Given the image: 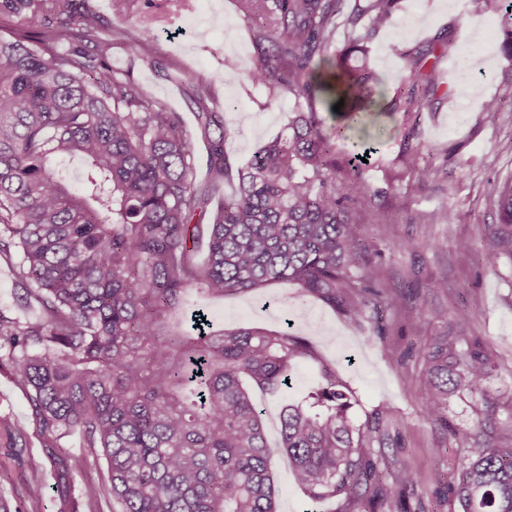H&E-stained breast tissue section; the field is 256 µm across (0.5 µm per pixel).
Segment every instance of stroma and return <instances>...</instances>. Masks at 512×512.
<instances>
[{"mask_svg": "<svg viewBox=\"0 0 512 512\" xmlns=\"http://www.w3.org/2000/svg\"><path fill=\"white\" fill-rule=\"evenodd\" d=\"M485 15L475 13L471 0H402L394 26L370 32L368 20L350 25L339 19L336 40L327 57H335L350 36L366 39L369 64L384 79L382 114L369 132L377 151L367 176L369 206L352 208L349 218L362 235L377 245L378 279L394 303L388 308L390 332L385 341H366V328L376 306L362 305L349 316L291 282H280L251 293L229 295L202 308L215 324L227 329L255 323L270 330L291 327L311 339L322 360L305 359L294 371L289 388L271 397L253 392L264 413L269 444L279 440V413L284 404L300 400L315 386L322 365L355 391L356 423H364L374 409L392 408L393 421L383 423L386 443L373 453L386 466L409 461L417 474L413 491L394 501L390 512H459L448 486L456 480L457 458L466 453L464 440L476 422L471 406L477 396L450 397L448 421L439 423L421 412L425 390L419 384L424 349L448 326L459 325L464 335L482 340L497 362L487 382L500 400L495 430L506 426L512 414V258L501 257L497 269L484 266L482 240L487 225L497 223L495 189L512 179V59L491 49L483 35ZM454 27L455 51L442 58L439 69L451 93L421 112L418 135L405 140L402 113L389 111L392 86L403 73L405 50L424 46L436 33ZM250 24L235 0H195L188 12L171 13L160 24L146 48V59L131 57L125 43H113V68L130 71L147 93L163 100L172 111L192 122L188 85L181 76L192 72L212 84L218 102H233L235 132L225 143L233 166L244 165L255 149L288 126L292 99L267 107L265 88L246 77L253 57ZM504 100L498 121H485L481 103L490 97ZM418 152L421 166L434 170L428 182L418 181L405 168V149ZM452 220H445V213ZM472 248L458 250V240ZM447 287H439V280ZM0 496L24 512H68L52 471L36 437L21 448L0 440ZM44 472L39 506L26 496V481L33 469ZM273 480L279 512H343V501L312 504L299 490L284 459H277Z\"/></svg>", "mask_w": 512, "mask_h": 512, "instance_id": "35a3bbf8", "label": "stroma"}]
</instances>
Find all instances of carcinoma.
Returning a JSON list of instances; mask_svg holds the SVG:
<instances>
[{
  "label": "carcinoma",
  "mask_w": 512,
  "mask_h": 512,
  "mask_svg": "<svg viewBox=\"0 0 512 512\" xmlns=\"http://www.w3.org/2000/svg\"><path fill=\"white\" fill-rule=\"evenodd\" d=\"M185 0H113L136 17L137 53L153 39L169 5ZM401 0H366L350 18L376 32L394 25ZM498 13L509 36L498 50L512 57V0H474ZM345 0H237L252 24L247 75L268 92V105L293 100L288 135L259 146L233 167L224 152L231 105L217 110L201 85L193 95L195 134L207 145L199 179L192 133L182 116L145 94L130 73L115 71L107 51L126 33L112 28L88 0H0V265L9 268L23 306L21 320L0 309V372L25 395L26 423L0 418L16 445L33 431L69 498L75 473L104 460L106 483L86 485L72 512H95L102 495L117 512H277L275 458L288 462L314 503L336 498L351 507L387 504L413 487L406 463L386 484L373 456L384 443L381 406L362 425L356 399L322 366V383L283 407L281 442L269 446L252 391L279 395L310 342L258 326L210 330L200 311L184 313L191 291L211 299L278 282L347 314L378 295L380 251L348 219L365 206L364 142L336 163V144L378 111L377 76L364 39L354 37L338 63L318 69L334 42ZM454 50L452 32L404 52L395 109L415 129L440 90L430 59ZM355 58L358 65H347ZM344 100L349 123L329 126L325 112ZM503 98L482 102L490 120ZM79 156L85 172L71 191L53 157ZM236 183L224 194V184ZM498 223L488 227L483 264L512 255V180L495 192ZM425 417L443 421L448 393L479 394L484 423L499 402L487 394L496 364L477 338L453 328L426 355ZM78 433L83 452L63 449ZM457 462L451 492L460 512H512V434L479 428Z\"/></svg>",
  "instance_id": "obj_1"
}]
</instances>
